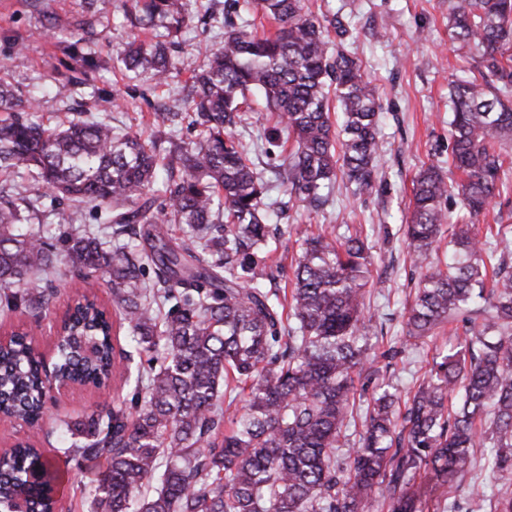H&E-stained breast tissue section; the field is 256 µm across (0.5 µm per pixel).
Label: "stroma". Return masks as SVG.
Here are the masks:
<instances>
[{"label": "stroma", "mask_w": 512, "mask_h": 512, "mask_svg": "<svg viewBox=\"0 0 512 512\" xmlns=\"http://www.w3.org/2000/svg\"><path fill=\"white\" fill-rule=\"evenodd\" d=\"M323 11L349 15L354 37L351 52L377 85L382 104L379 127L382 150L375 187L356 192L354 186L336 183L323 210L310 214L300 202L291 201L284 211H271L269 222L278 233L263 252V264L276 267L295 254L303 235L321 229L344 235L347 229H362L370 247L371 270L378 285L369 289L366 303L375 330L382 337L376 351L405 346L407 311L414 298L417 278L406 253L401 224L409 214L412 180L422 168L434 165L448 169V82L463 65L457 44L448 39V0H312ZM95 36L90 43L101 57L111 56L125 41L128 28L121 0H97ZM83 0H0V70L26 95L41 100L36 118L53 127L66 117L63 102L52 93L55 69L63 59L46 32L47 17L60 15L67 21L80 18ZM189 72L163 84L148 82L145 99H131L125 81L112 70L96 73L89 85L80 87L82 97L92 90L112 95L118 104L108 112L112 125L130 131H147L152 107L174 106L178 81ZM73 293L59 288L46 316L37 318L25 309L0 310V335L32 331L34 346L49 353L56 325ZM444 338L423 339L393 361L388 371L400 393H407L426 376L432 357L443 348ZM133 385L116 378L104 390L72 387L48 407L37 427L17 421H0V452L31 439L53 454L62 445L60 420L76 421L111 403L113 397L131 398ZM498 486L484 470L473 471L435 490L429 512H442L445 504L458 502L461 512H491Z\"/></svg>", "instance_id": "stroma-1"}]
</instances>
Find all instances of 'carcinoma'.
<instances>
[{
    "label": "carcinoma",
    "instance_id": "carcinoma-1",
    "mask_svg": "<svg viewBox=\"0 0 512 512\" xmlns=\"http://www.w3.org/2000/svg\"><path fill=\"white\" fill-rule=\"evenodd\" d=\"M125 6L138 27L154 30L120 49L127 81L191 71L181 89L188 110L153 112L150 137L102 117L109 95L48 128L28 116L40 101L0 76V301L37 316L57 284L94 277L129 347L148 355L131 405L118 398L66 424L70 444L57 449L63 462L95 469L93 512H368L375 502L383 512H427V485L473 471L487 441L484 466L507 490L494 512H512V258L494 255L469 226L452 230L448 257L433 258L451 204L476 218L512 191L502 158L512 143V0H448L450 38L476 71L449 83L448 150L464 179L447 181L431 166L413 182L405 236L418 288L407 328L431 338L455 322L462 336L459 349L436 351L429 376L403 401L377 367L402 350L372 351L361 230L305 237L291 292L266 287L273 275L255 257L274 236L267 212L286 203L271 198L257 169L258 145L236 134L248 96L259 95L275 114L266 142L291 144L273 169L289 195L319 207L339 179L372 190L382 106L347 49L350 20L306 0H224L223 12H207L223 40L193 67L175 57L188 0ZM257 16L274 31L258 33ZM55 46L65 56L55 93L69 100L106 61L77 40ZM185 120L197 141L167 136ZM48 194L67 202L72 232L59 248L35 230ZM87 209L104 214L112 239L83 222ZM112 328L84 296L52 368L23 336L0 344V413L38 424L51 372L104 384L115 366ZM356 374L373 385L370 398L356 390ZM236 391L242 405L224 403ZM358 398L366 412L351 440ZM62 477L42 449L18 444L0 455V505L55 512Z\"/></svg>",
    "mask_w": 512,
    "mask_h": 512
}]
</instances>
